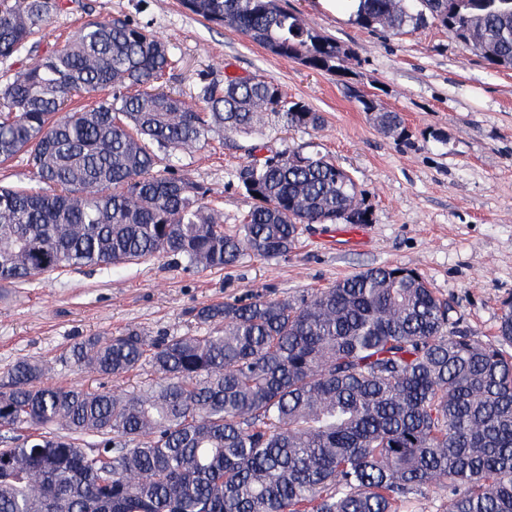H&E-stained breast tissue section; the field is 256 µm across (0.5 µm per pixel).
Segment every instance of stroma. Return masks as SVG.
<instances>
[{
    "mask_svg": "<svg viewBox=\"0 0 512 512\" xmlns=\"http://www.w3.org/2000/svg\"><path fill=\"white\" fill-rule=\"evenodd\" d=\"M336 41L342 68L317 71L204 21L179 0H70L46 27L42 49L62 45L85 20L124 14L149 23L180 59L168 89L193 101L201 72L256 76L308 101L321 127L274 133L276 150L318 146L350 172L370 212L366 224H306L288 255L243 256L223 270L192 272L169 258L121 270L72 269L40 284L0 288V380L19 359L50 364L49 383L121 392L151 376L75 371L61 355L92 336L129 329L178 336L195 330L194 308L250 293L293 299L373 266L419 273L450 301L459 330L488 342L512 306V68L489 64L439 25L391 35L339 17L321 0H279ZM400 113L406 134L388 137L359 96ZM247 159L214 139L182 161L209 187L232 228L252 201L235 171Z\"/></svg>",
    "mask_w": 512,
    "mask_h": 512,
    "instance_id": "35a3bbf8",
    "label": "stroma"
}]
</instances>
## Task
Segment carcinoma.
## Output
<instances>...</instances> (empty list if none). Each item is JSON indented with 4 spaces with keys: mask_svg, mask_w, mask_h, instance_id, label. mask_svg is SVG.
I'll return each instance as SVG.
<instances>
[{
    "mask_svg": "<svg viewBox=\"0 0 512 512\" xmlns=\"http://www.w3.org/2000/svg\"><path fill=\"white\" fill-rule=\"evenodd\" d=\"M364 29L438 23L512 67V0H354ZM273 53L341 61L274 0H181ZM68 0H0V159L36 184L0 186V283L171 257L189 271L295 247L302 224H367L353 176L319 151L275 152L273 127L322 116L258 77L206 73L192 105L160 89L168 44L129 17L90 19L60 48L36 38ZM366 112L385 134L396 112ZM244 136L235 172L252 200L231 231L178 162ZM448 301L404 267H370L295 299L256 295L193 311L200 331L88 336L79 371L153 378L115 395L45 382L17 361L0 385V512H408L430 489L447 512H512V357L452 331Z\"/></svg>",
    "mask_w": 512,
    "mask_h": 512,
    "instance_id": "carcinoma-1",
    "label": "carcinoma"
}]
</instances>
